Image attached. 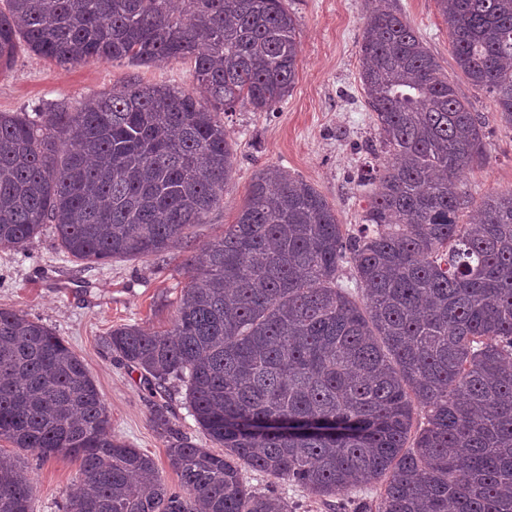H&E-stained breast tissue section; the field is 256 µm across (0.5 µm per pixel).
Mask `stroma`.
<instances>
[{
	"label": "stroma",
	"instance_id": "1",
	"mask_svg": "<svg viewBox=\"0 0 512 512\" xmlns=\"http://www.w3.org/2000/svg\"><path fill=\"white\" fill-rule=\"evenodd\" d=\"M299 25L301 52L295 85L273 110L243 106L224 118L234 145L235 173L224 202L208 223L192 228L188 242L164 258L117 259L87 266L58 249L52 228H44L23 251H0V308L22 311L64 338L83 361L110 414V433L151 456L165 482L178 487L170 468L169 437L152 422L154 399L141 370L119 361L105 349L102 336L120 324L154 331L170 328L187 283L182 262L234 223L253 174L268 165L287 170L313 184L334 205L340 223L359 224L367 206L358 172L372 162L369 147L377 138L359 73L363 21L373 0H285ZM404 18L439 59L459 94L480 113L488 130L489 157L483 168L467 173L464 189L480 201L492 192L512 190V128L497 119L492 94L474 89L457 69L448 26L436 0H398ZM194 91L190 63L141 66L125 60L59 67L20 51L12 68L0 74V112H17L42 100H65L78 110L90 95L121 88L130 79ZM172 428L199 446L207 441L191 416L185 388L171 381L162 399ZM0 450L15 451L0 440ZM18 452V451H15ZM19 457L34 486V512H63L79 491L78 465L58 455L40 461L23 450ZM255 489H276L293 512H329L327 505L299 487L272 483L264 474L245 471Z\"/></svg>",
	"mask_w": 512,
	"mask_h": 512
}]
</instances>
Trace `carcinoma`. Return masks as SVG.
<instances>
[{
  "mask_svg": "<svg viewBox=\"0 0 512 512\" xmlns=\"http://www.w3.org/2000/svg\"><path fill=\"white\" fill-rule=\"evenodd\" d=\"M436 3L457 69L512 127V0ZM297 30L284 0H0V73L21 49L61 66L188 61L203 92L134 80L76 112L53 100L0 112V249H25L47 224L85 264L159 259L188 239L233 178L221 115L288 96ZM359 55L371 151L388 155L359 175L376 187L362 224L345 228L315 186L261 169L236 222L185 259L171 328L102 337L154 391L184 383L212 448L154 404L179 489L108 436L66 341L0 308V439L78 462L83 490L65 512H291L245 468L325 499L382 481L377 512H512V191L475 203L462 190L486 163L485 122L395 0L366 16ZM0 512H33L31 478L1 452Z\"/></svg>",
  "mask_w": 512,
  "mask_h": 512,
  "instance_id": "carcinoma-1",
  "label": "carcinoma"
}]
</instances>
